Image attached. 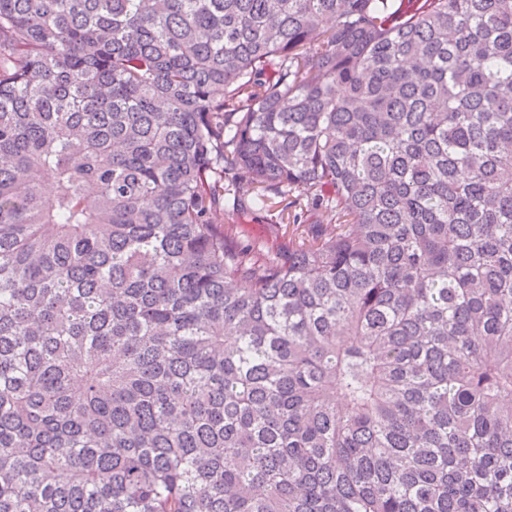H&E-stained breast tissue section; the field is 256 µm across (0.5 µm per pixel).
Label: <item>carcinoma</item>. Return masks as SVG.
<instances>
[{"label":"carcinoma","mask_w":512,"mask_h":512,"mask_svg":"<svg viewBox=\"0 0 512 512\" xmlns=\"http://www.w3.org/2000/svg\"><path fill=\"white\" fill-rule=\"evenodd\" d=\"M0 512H512V0H0ZM282 206L274 211H265L259 208L243 207L233 208L232 204L224 207L225 224H233L239 233L240 240L245 244H259L264 250L275 252L279 239L276 240L275 224H288V213L290 222L294 208L281 212Z\"/></svg>","instance_id":"cac0c4a2"}]
</instances>
